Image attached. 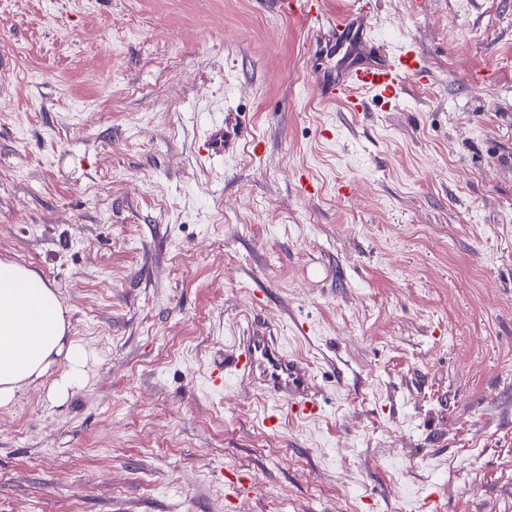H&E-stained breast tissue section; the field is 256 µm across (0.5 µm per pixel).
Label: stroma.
I'll return each mask as SVG.
<instances>
[{
	"label": "stroma",
	"instance_id": "35a3bbf8",
	"mask_svg": "<svg viewBox=\"0 0 512 512\" xmlns=\"http://www.w3.org/2000/svg\"><path fill=\"white\" fill-rule=\"evenodd\" d=\"M365 38L282 0L0 11V259L89 355L0 408V512H512V0H372ZM404 43L396 109L318 99ZM250 323L317 414L214 385ZM229 132L224 127V121L214 122L207 133V147L211 156L219 157L224 155V149L229 145Z\"/></svg>",
	"mask_w": 512,
	"mask_h": 512
}]
</instances>
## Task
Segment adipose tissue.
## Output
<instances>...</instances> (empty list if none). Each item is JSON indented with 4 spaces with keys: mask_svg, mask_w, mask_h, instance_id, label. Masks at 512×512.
<instances>
[{
    "mask_svg": "<svg viewBox=\"0 0 512 512\" xmlns=\"http://www.w3.org/2000/svg\"><path fill=\"white\" fill-rule=\"evenodd\" d=\"M62 302L32 270L0 261V407L11 405L26 387L49 383L58 398L85 377L84 349L66 339ZM66 371L51 372L58 363Z\"/></svg>",
    "mask_w": 512,
    "mask_h": 512,
    "instance_id": "ef3b65f1",
    "label": "adipose tissue"
}]
</instances>
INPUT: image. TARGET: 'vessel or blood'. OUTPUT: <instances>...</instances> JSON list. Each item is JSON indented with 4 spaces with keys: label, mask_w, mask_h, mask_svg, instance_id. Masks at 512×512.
<instances>
[{
    "label": "vessel or blood",
    "mask_w": 512,
    "mask_h": 512,
    "mask_svg": "<svg viewBox=\"0 0 512 512\" xmlns=\"http://www.w3.org/2000/svg\"><path fill=\"white\" fill-rule=\"evenodd\" d=\"M366 9L359 8L328 17L326 23L334 42L348 40ZM423 71V59L414 45L405 44L382 62L346 70L339 78L319 83L320 97L327 102H341L347 111L360 112L365 108L364 94H371L382 104L397 106L399 85L410 74ZM230 142L223 122H214L207 133L211 156H222ZM235 377L259 376L264 388L274 397L275 407L264 419L268 428H278L282 414L299 417L315 415L319 402L313 376L307 364L288 355L279 337L269 332H251L239 338L229 359Z\"/></svg>",
    "instance_id": "obj_1"
}]
</instances>
